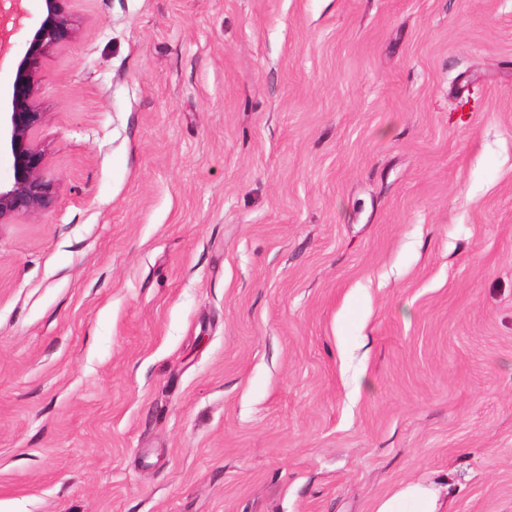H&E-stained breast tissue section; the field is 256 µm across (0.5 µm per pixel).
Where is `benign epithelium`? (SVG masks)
I'll return each instance as SVG.
<instances>
[{"label":"benign epithelium","instance_id":"obj_1","mask_svg":"<svg viewBox=\"0 0 512 512\" xmlns=\"http://www.w3.org/2000/svg\"><path fill=\"white\" fill-rule=\"evenodd\" d=\"M45 14L16 62L12 91L0 104V149L13 157V180L0 184V224L33 219L49 210L56 188L47 173V154L37 139L45 120L40 103V72L44 61L75 38L63 7L65 0H44Z\"/></svg>","mask_w":512,"mask_h":512}]
</instances>
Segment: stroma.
Returning a JSON list of instances; mask_svg holds the SVG:
<instances>
[{"label": "stroma", "mask_w": 512, "mask_h": 512, "mask_svg": "<svg viewBox=\"0 0 512 512\" xmlns=\"http://www.w3.org/2000/svg\"><path fill=\"white\" fill-rule=\"evenodd\" d=\"M65 9L0 512H512V0ZM373 512H446L441 488L433 482H402L378 499Z\"/></svg>", "instance_id": "35a3bbf8"}]
</instances>
